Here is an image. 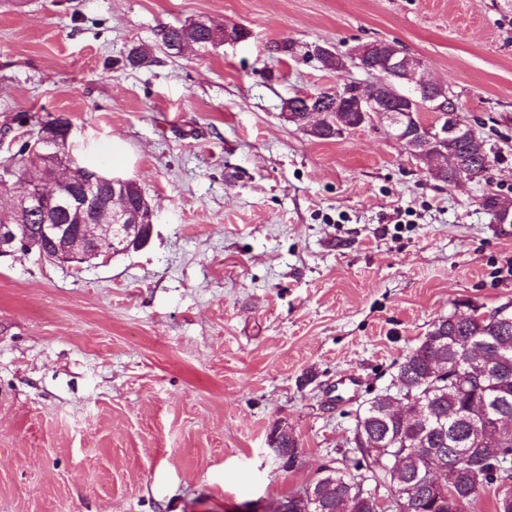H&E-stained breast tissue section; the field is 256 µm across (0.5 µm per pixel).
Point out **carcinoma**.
<instances>
[{"mask_svg":"<svg viewBox=\"0 0 512 512\" xmlns=\"http://www.w3.org/2000/svg\"><path fill=\"white\" fill-rule=\"evenodd\" d=\"M248 32L237 25L206 21L167 27L162 44L180 50L184 43L238 41ZM287 120L300 125L306 101L286 102ZM363 121L359 112H328L313 132L329 139ZM469 133L448 141L444 150L467 157L473 177L490 167V159L471 154ZM27 142L18 145L17 169L32 179L44 172L27 166ZM26 224H72L60 206L38 207L23 216ZM471 316L453 313L435 321L398 362L391 385L367 399L356 416L351 443L336 466H324L309 484L288 494V512H472L495 490L501 512L503 484L512 491V434L497 421L512 419V311L504 306L486 316L469 306ZM476 356L491 362L489 373L466 381L451 378L456 366ZM268 445L284 466L297 460L293 433L275 427Z\"/></svg>","mask_w":512,"mask_h":512,"instance_id":"1","label":"carcinoma"}]
</instances>
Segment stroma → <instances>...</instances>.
I'll use <instances>...</instances> for the list:
<instances>
[{
    "instance_id": "stroma-1",
    "label": "stroma",
    "mask_w": 512,
    "mask_h": 512,
    "mask_svg": "<svg viewBox=\"0 0 512 512\" xmlns=\"http://www.w3.org/2000/svg\"><path fill=\"white\" fill-rule=\"evenodd\" d=\"M197 21L248 36L166 50ZM371 42L455 96L488 173L438 181L376 122L287 121L295 95L369 90ZM49 116L141 187L154 231L80 266L0 257V512H275L435 320L512 307V225L482 205L512 199V0H0V160ZM277 432L279 433L275 438ZM268 445L285 467L289 469L295 465L298 451L296 440L290 430L279 426L275 427L269 436Z\"/></svg>"
}]
</instances>
